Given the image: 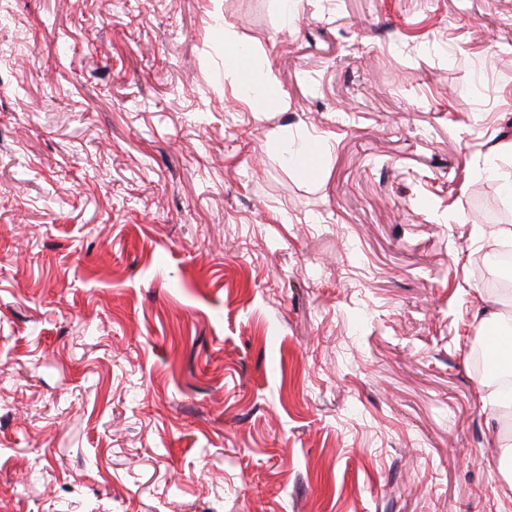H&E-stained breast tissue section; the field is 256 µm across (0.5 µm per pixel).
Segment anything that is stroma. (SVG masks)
Returning <instances> with one entry per match:
<instances>
[{
  "label": "stroma",
  "instance_id": "1",
  "mask_svg": "<svg viewBox=\"0 0 512 512\" xmlns=\"http://www.w3.org/2000/svg\"><path fill=\"white\" fill-rule=\"evenodd\" d=\"M509 137L512 0H9L0 512H512ZM487 264L496 272V277H503L492 282L490 286L499 291H512V244L502 245L489 253ZM478 362L482 371L494 380L502 398L504 394L511 393L512 396V368L510 370L504 364H500V367L496 368L484 348H480L478 351Z\"/></svg>",
  "mask_w": 512,
  "mask_h": 512
}]
</instances>
